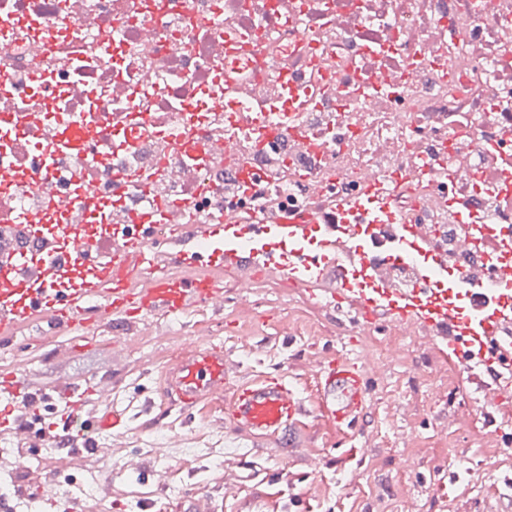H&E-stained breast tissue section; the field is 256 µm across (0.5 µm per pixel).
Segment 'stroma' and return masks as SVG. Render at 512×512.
I'll return each mask as SVG.
<instances>
[{
	"label": "stroma",
	"mask_w": 512,
	"mask_h": 512,
	"mask_svg": "<svg viewBox=\"0 0 512 512\" xmlns=\"http://www.w3.org/2000/svg\"><path fill=\"white\" fill-rule=\"evenodd\" d=\"M224 309L153 317L152 334L121 326L96 331L89 347L57 360L49 353L20 359L0 349V368L27 372L52 388L60 378L84 382L110 375L112 402L126 427L107 438L112 460L62 455L53 474L78 473L87 489L71 496L95 512H188L205 503L213 512H490L512 476V393L481 392V377L457 370L430 336H411L386 368L373 371L369 405L353 432L334 435L319 404L315 372L326 357L375 360L379 334L350 332L347 312L318 307L305 288L273 278L242 298L225 291ZM194 341L223 346L230 377L284 372L306 408L297 437L260 442L223 423L220 410L165 409L162 370ZM174 467L167 484L152 474ZM111 477L110 496L96 484Z\"/></svg>",
	"instance_id": "35a3bbf8"
}]
</instances>
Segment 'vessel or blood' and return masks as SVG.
Listing matches in <instances>:
<instances>
[{
	"label": "vessel or blood",
	"mask_w": 512,
	"mask_h": 512,
	"mask_svg": "<svg viewBox=\"0 0 512 512\" xmlns=\"http://www.w3.org/2000/svg\"><path fill=\"white\" fill-rule=\"evenodd\" d=\"M183 230L185 247L175 252L170 241L157 240L155 225L116 224L111 250L90 253L82 248L77 225L57 224L48 234L42 226L27 227L30 237L42 238L41 250H0V347H13L36 327L66 336L54 355L68 358L80 349L72 336L76 330L112 322L135 327L149 316L223 309V270L237 269L245 280L262 271L302 284L331 267L329 295L353 297L361 322L419 324L439 341L449 362L487 369L485 391L498 397L512 389V310L499 304L512 297L511 277L475 283L462 295L437 293L432 275L446 269L448 259L413 233L391 247L387 260L422 267L421 285L394 293L372 277L352 282L349 267L336 264L330 241L312 217L275 224H187ZM166 263L184 268V275L160 274ZM369 378L368 367L344 355L319 364V406L338 433L353 430L362 418ZM105 388L100 380L81 385L62 378L47 393L27 373L1 369L0 428L49 443L54 435L69 433L72 419L81 416L84 429L70 444L77 451H95V433L124 425L123 411L105 398ZM163 393L174 406H224L234 423L260 440L285 431L297 434L305 426L304 403L293 382L281 374L229 380L223 347L205 342L191 343L167 370Z\"/></svg>",
	"instance_id": "obj_1"
}]
</instances>
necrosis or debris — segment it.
Instances as JSON below:
<instances>
[{
	"instance_id": "necrosis-or-debris-1",
	"label": "necrosis or debris",
	"mask_w": 512,
	"mask_h": 512,
	"mask_svg": "<svg viewBox=\"0 0 512 512\" xmlns=\"http://www.w3.org/2000/svg\"><path fill=\"white\" fill-rule=\"evenodd\" d=\"M0 69L20 124L0 127V225L97 245L156 198L177 205L167 238L227 214L355 224L375 185L374 255L415 228L449 264L512 273V0H0ZM73 118L86 150L40 158ZM73 192L70 214L44 204Z\"/></svg>"
}]
</instances>
